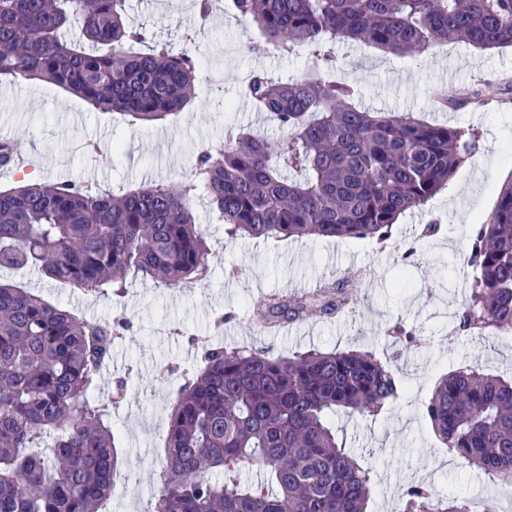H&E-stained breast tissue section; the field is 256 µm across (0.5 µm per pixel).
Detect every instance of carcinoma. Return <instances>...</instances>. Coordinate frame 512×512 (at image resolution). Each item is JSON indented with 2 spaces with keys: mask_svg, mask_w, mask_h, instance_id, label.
<instances>
[{
  "mask_svg": "<svg viewBox=\"0 0 512 512\" xmlns=\"http://www.w3.org/2000/svg\"><path fill=\"white\" fill-rule=\"evenodd\" d=\"M128 0H0V81L39 79L97 109L164 121L195 100L198 55L173 53L126 23ZM259 33L255 53L308 47L334 64L338 40L394 54L434 42L512 47V0H230ZM249 96L288 139L229 128L200 150L176 184L100 192L73 181L0 191V269L109 299L127 277L168 288L211 272L193 203L205 195L238 237L389 238L400 215L424 206L478 146V135L411 113L348 103L354 88L320 76L275 83L253 70ZM469 302L459 327L512 336V181L474 225ZM351 280L273 297L254 316L271 325L332 316L350 305ZM128 321H89L0 282V512H99L125 480L112 408L132 400L125 379L97 397L112 338ZM391 337L417 342L397 323ZM402 396L388 363L365 350L214 347L182 374L171 412L154 512H367L376 474L338 442L334 417L377 415ZM441 442L470 466L512 483V379L469 366L443 377L423 405ZM267 476L246 484L241 465ZM221 478L212 479L214 473ZM401 512H497L489 498H435L412 484Z\"/></svg>",
  "mask_w": 512,
  "mask_h": 512,
  "instance_id": "obj_1",
  "label": "carcinoma"
}]
</instances>
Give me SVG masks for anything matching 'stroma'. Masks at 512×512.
<instances>
[{
	"label": "stroma",
	"instance_id": "stroma-1",
	"mask_svg": "<svg viewBox=\"0 0 512 512\" xmlns=\"http://www.w3.org/2000/svg\"><path fill=\"white\" fill-rule=\"evenodd\" d=\"M126 19L146 25L175 50L201 59L194 104L167 120L132 123L38 80L9 82L0 92V141L13 142L25 164L0 167V190L23 179L72 180L106 191L140 183L181 180L201 146H218L224 131L242 127L285 139L287 133L245 95V72L261 70L286 83L317 73L307 48L257 54V32L232 9L200 19L194 0H130ZM333 80L354 85L357 107L372 112H411L427 122L476 132L478 147L455 177L423 209L401 216L388 245L353 238H244L230 240L207 198L194 203L212 250L206 287L167 288L129 276L125 294L106 300L43 279L36 271L0 270V281L41 294L87 318L122 317L131 328L112 342L103 370L102 395L124 377L134 407L112 411L119 459L134 489L112 493L102 512H151L165 458L169 406L179 371L196 367L203 346L273 348L279 353L362 349L390 361L405 385L399 402L375 417L337 414L340 440L377 473L367 512H400L411 483L424 482L439 496L496 501L512 512V486L464 467L422 418L436 382L462 367L512 375V337L457 332L469 298L467 265L472 224L494 210L501 186L512 180V48L480 50L465 42L437 44L417 55H394L355 41L335 47ZM480 85L490 104L477 109L466 91ZM458 104L440 108L438 91ZM440 232L421 237L424 224ZM357 281L351 312L314 322H294L269 334L248 316L252 299L269 293L303 294L334 277ZM229 320L215 325L217 312ZM403 323L419 339L398 349L388 335Z\"/></svg>",
	"mask_w": 512,
	"mask_h": 512
}]
</instances>
